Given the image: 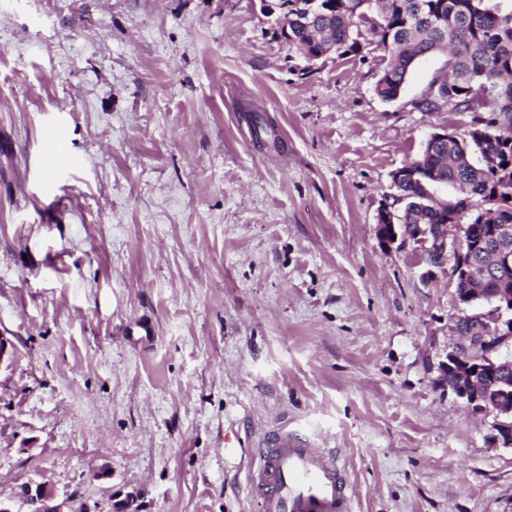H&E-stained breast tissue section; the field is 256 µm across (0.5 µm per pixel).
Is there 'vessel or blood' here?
<instances>
[{
    "instance_id": "b4317fda",
    "label": "vessel or blood",
    "mask_w": 512,
    "mask_h": 512,
    "mask_svg": "<svg viewBox=\"0 0 512 512\" xmlns=\"http://www.w3.org/2000/svg\"><path fill=\"white\" fill-rule=\"evenodd\" d=\"M249 480L261 512H352L353 491L334 451L284 425L263 437Z\"/></svg>"
}]
</instances>
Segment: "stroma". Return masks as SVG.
<instances>
[{
  "mask_svg": "<svg viewBox=\"0 0 512 512\" xmlns=\"http://www.w3.org/2000/svg\"><path fill=\"white\" fill-rule=\"evenodd\" d=\"M383 51L310 67L258 0H0V498L72 512H259L287 424L344 463L354 512H512V451L439 365L460 311L391 174L470 117L382 101ZM272 118L280 148L244 113ZM78 168L52 176L45 131ZM108 468L106 480L94 470ZM27 492L22 499L31 507L32 512H68L65 503L58 502L54 487L49 483H25Z\"/></svg>",
  "mask_w": 512,
  "mask_h": 512,
  "instance_id": "35a3bbf8",
  "label": "stroma"
}]
</instances>
